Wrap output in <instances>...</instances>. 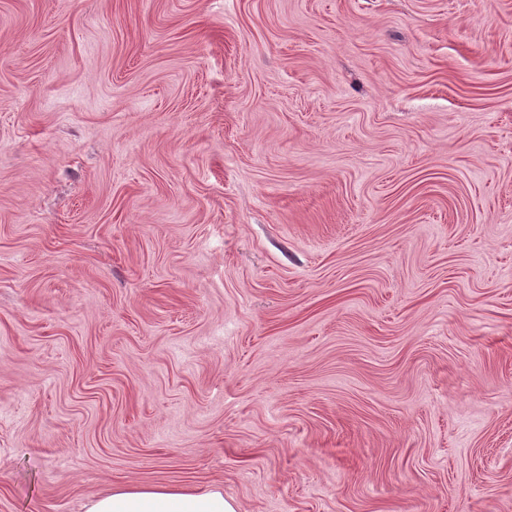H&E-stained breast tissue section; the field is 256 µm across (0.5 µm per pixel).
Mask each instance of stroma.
<instances>
[{
    "mask_svg": "<svg viewBox=\"0 0 512 512\" xmlns=\"http://www.w3.org/2000/svg\"><path fill=\"white\" fill-rule=\"evenodd\" d=\"M512 512V0H0V512ZM83 512H235L217 485L198 490L171 484L117 485L89 498Z\"/></svg>",
    "mask_w": 512,
    "mask_h": 512,
    "instance_id": "obj_1",
    "label": "stroma"
}]
</instances>
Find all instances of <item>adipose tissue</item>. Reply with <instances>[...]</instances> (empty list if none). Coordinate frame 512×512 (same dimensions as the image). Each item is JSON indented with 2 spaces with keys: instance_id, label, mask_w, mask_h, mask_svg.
Wrapping results in <instances>:
<instances>
[{
  "instance_id": "ef3b65f1",
  "label": "adipose tissue",
  "mask_w": 512,
  "mask_h": 512,
  "mask_svg": "<svg viewBox=\"0 0 512 512\" xmlns=\"http://www.w3.org/2000/svg\"><path fill=\"white\" fill-rule=\"evenodd\" d=\"M83 512H235L224 491L213 485L203 490L155 483L118 485L89 498Z\"/></svg>"
}]
</instances>
